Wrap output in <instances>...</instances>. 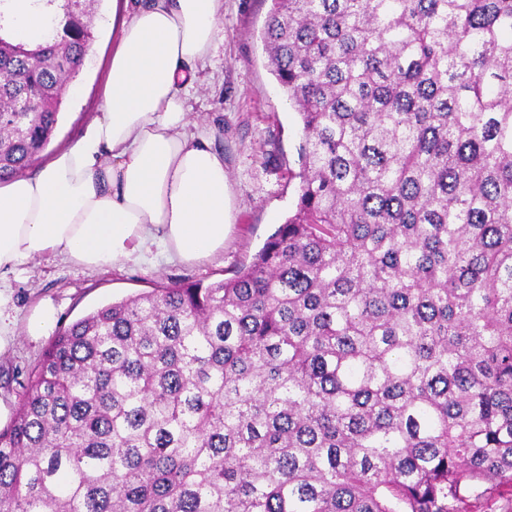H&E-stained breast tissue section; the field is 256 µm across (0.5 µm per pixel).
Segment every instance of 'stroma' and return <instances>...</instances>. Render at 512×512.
I'll return each mask as SVG.
<instances>
[{
    "mask_svg": "<svg viewBox=\"0 0 512 512\" xmlns=\"http://www.w3.org/2000/svg\"><path fill=\"white\" fill-rule=\"evenodd\" d=\"M269 5L270 0H224L212 65L200 73L191 101L193 116L208 125L214 148L224 156L232 223L223 252L190 264L159 259L88 269L56 258L23 266L11 277L14 342L0 353V402L9 410H17L28 393L34 368L51 342L25 333L40 302L53 303L56 325L63 328L103 304L160 284L232 277L292 214L302 131L298 114L267 67L261 32ZM111 56V29L96 28L38 164L74 143L97 115Z\"/></svg>",
    "mask_w": 512,
    "mask_h": 512,
    "instance_id": "1",
    "label": "stroma"
}]
</instances>
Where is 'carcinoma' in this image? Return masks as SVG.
<instances>
[{"mask_svg":"<svg viewBox=\"0 0 512 512\" xmlns=\"http://www.w3.org/2000/svg\"><path fill=\"white\" fill-rule=\"evenodd\" d=\"M0 31V180L94 40ZM294 213L233 277L62 328L0 432V512H470L512 496V0H271ZM485 495L480 499H475L471 492H464L469 499L471 508L476 511L502 512L501 508L506 504L507 498L499 496L497 490H486Z\"/></svg>","mask_w":512,"mask_h":512,"instance_id":"cac0c4a2","label":"carcinoma"}]
</instances>
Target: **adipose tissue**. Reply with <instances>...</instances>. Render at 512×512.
Returning <instances> with one entry per match:
<instances>
[{
  "instance_id": "obj_1",
  "label": "adipose tissue",
  "mask_w": 512,
  "mask_h": 512,
  "mask_svg": "<svg viewBox=\"0 0 512 512\" xmlns=\"http://www.w3.org/2000/svg\"><path fill=\"white\" fill-rule=\"evenodd\" d=\"M223 9L224 0H133L85 133L35 174L0 181V313L13 299L10 274L37 258L105 268L223 251L224 157L189 117ZM57 11L11 0L8 20L17 38L50 41Z\"/></svg>"
}]
</instances>
